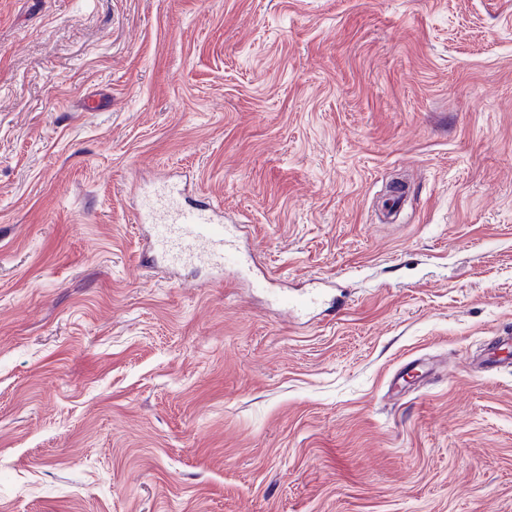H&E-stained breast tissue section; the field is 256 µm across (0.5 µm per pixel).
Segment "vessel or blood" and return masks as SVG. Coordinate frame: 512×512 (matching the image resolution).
Here are the masks:
<instances>
[{"mask_svg":"<svg viewBox=\"0 0 512 512\" xmlns=\"http://www.w3.org/2000/svg\"><path fill=\"white\" fill-rule=\"evenodd\" d=\"M144 209L152 223V247L172 265H186L202 258L218 269L243 266L235 225L216 223L209 202L182 204L171 195L160 193L147 201Z\"/></svg>","mask_w":512,"mask_h":512,"instance_id":"1","label":"vessel or blood"}]
</instances>
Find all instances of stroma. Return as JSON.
<instances>
[{
	"instance_id": "obj_1",
	"label": "stroma",
	"mask_w": 512,
	"mask_h": 512,
	"mask_svg": "<svg viewBox=\"0 0 512 512\" xmlns=\"http://www.w3.org/2000/svg\"><path fill=\"white\" fill-rule=\"evenodd\" d=\"M499 336L512 0H0V512H512ZM153 229L152 247L174 266L197 261L201 256L218 269H239L244 256L237 244L236 224L215 223L209 202L182 204L166 193L144 205ZM193 247L201 249L195 253Z\"/></svg>"
}]
</instances>
